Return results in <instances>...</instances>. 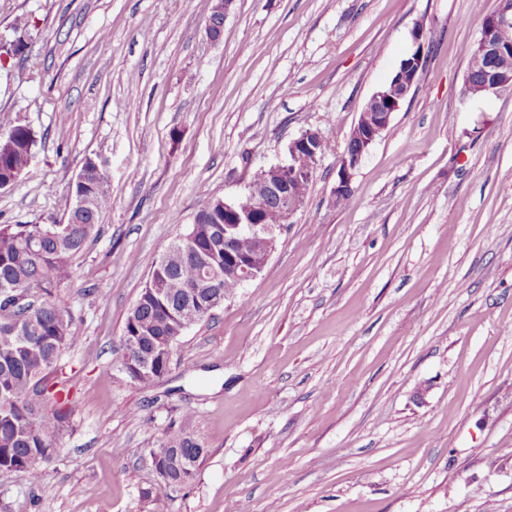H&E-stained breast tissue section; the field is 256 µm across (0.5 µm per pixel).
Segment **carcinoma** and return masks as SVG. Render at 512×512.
<instances>
[{"mask_svg":"<svg viewBox=\"0 0 512 512\" xmlns=\"http://www.w3.org/2000/svg\"><path fill=\"white\" fill-rule=\"evenodd\" d=\"M37 145L29 127L0 118V183L16 184ZM85 206L69 211L64 224H0V471L37 482L42 464L56 454V441L70 426L74 398L63 351L76 343L74 318L61 289L74 273L75 261L89 239L99 233L102 213L111 197L104 173L89 171ZM258 200L266 197L265 171L256 172L247 187ZM224 223V210L208 199L197 210L188 232L170 246L185 249L182 260L156 263L129 309L123 327V364L130 379L151 386L169 368V355L186 333L211 317L209 302L234 296V279L213 280L224 273V245L215 229ZM214 252V266L201 271L196 250ZM152 288L165 289L154 297ZM170 451L189 463L191 472L165 467L166 449L153 448L151 463L161 479L188 484L208 454L181 431L170 432Z\"/></svg>","mask_w":512,"mask_h":512,"instance_id":"obj_1","label":"carcinoma"}]
</instances>
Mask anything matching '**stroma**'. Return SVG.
Listing matches in <instances>:
<instances>
[{
  "label": "stroma",
  "mask_w": 512,
  "mask_h": 512,
  "mask_svg": "<svg viewBox=\"0 0 512 512\" xmlns=\"http://www.w3.org/2000/svg\"><path fill=\"white\" fill-rule=\"evenodd\" d=\"M0 0V112L38 144L0 224H63L87 160L111 205L62 294L77 407L0 512H512V90L465 91L498 0ZM425 63L333 203L369 97ZM327 142L259 276L189 329L154 385L122 369L126 315L206 198L289 142ZM209 454L169 487L149 453ZM169 440L173 444L168 448L169 451L178 452L180 456L189 463L191 473L179 472L175 467L170 469L165 467L164 456L166 455V448H154L150 451L151 463L154 466L158 476L169 482L165 483L170 486L175 484L177 486L188 484L194 477L198 467L203 462L208 454V448H201L198 444L194 443L191 439L183 437L180 430L170 432ZM159 473L162 475L160 476Z\"/></svg>",
  "instance_id": "stroma-1"
}]
</instances>
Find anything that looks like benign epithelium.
Segmentation results:
<instances>
[{"label": "benign epithelium", "mask_w": 512, "mask_h": 512, "mask_svg": "<svg viewBox=\"0 0 512 512\" xmlns=\"http://www.w3.org/2000/svg\"><path fill=\"white\" fill-rule=\"evenodd\" d=\"M233 0H224L216 9L217 18L207 17L205 30L213 41L221 39L224 20ZM512 54V0H500L498 9L482 21L481 36L472 54L465 77L466 91L483 94L512 88V73L495 65L501 57ZM423 62L422 53L399 64L400 78L390 85L379 87L368 99L361 118L354 126L357 145L345 148L340 160L336 184L332 189L333 202L338 204L352 193L354 173L360 166L371 145L388 128L392 114L414 88L415 79ZM322 140L319 132L308 130L288 145V161L267 167L270 173L267 201L276 205L283 216L281 224H263L258 220V204L251 195L243 194L224 200V277L245 284L262 272L275 241L302 207V202L287 190V177L308 171V164L319 157L316 145ZM247 233L268 244L267 250L243 256L235 249L239 235Z\"/></svg>", "instance_id": "1"}]
</instances>
